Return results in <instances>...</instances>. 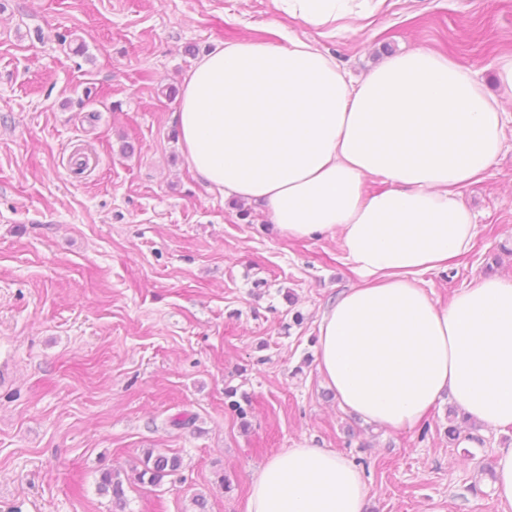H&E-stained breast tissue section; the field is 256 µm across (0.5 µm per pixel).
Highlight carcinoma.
<instances>
[{"instance_id": "obj_1", "label": "carcinoma", "mask_w": 512, "mask_h": 512, "mask_svg": "<svg viewBox=\"0 0 512 512\" xmlns=\"http://www.w3.org/2000/svg\"><path fill=\"white\" fill-rule=\"evenodd\" d=\"M181 467V459L177 455L169 456L165 453L154 452L148 449L138 463L130 466L123 474L110 469L100 474L99 488L104 493H112L113 507L117 512H123L125 507L124 484L131 486L149 485L160 487L166 477Z\"/></svg>"}]
</instances>
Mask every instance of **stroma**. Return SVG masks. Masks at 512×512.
<instances>
[{
    "label": "stroma",
    "instance_id": "stroma-1",
    "mask_svg": "<svg viewBox=\"0 0 512 512\" xmlns=\"http://www.w3.org/2000/svg\"><path fill=\"white\" fill-rule=\"evenodd\" d=\"M285 29L353 75L428 47L497 92L512 0H387L365 30L318 35L274 0H0V512H112L104 469L179 455L124 512H242L254 472L285 448L362 461L368 512H495L491 468L512 429L449 444L364 424L317 371L320 315L355 280L339 239H288L211 192L172 115L215 44ZM504 148L463 189L469 254L425 276L440 301L512 276V105ZM248 411L239 421L226 388ZM181 413L195 422L173 426ZM232 493H225L221 477Z\"/></svg>",
    "mask_w": 512,
    "mask_h": 512
}]
</instances>
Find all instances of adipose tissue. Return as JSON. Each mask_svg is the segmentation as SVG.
Listing matches in <instances>:
<instances>
[{
    "label": "adipose tissue",
    "mask_w": 512,
    "mask_h": 512,
    "mask_svg": "<svg viewBox=\"0 0 512 512\" xmlns=\"http://www.w3.org/2000/svg\"><path fill=\"white\" fill-rule=\"evenodd\" d=\"M386 0H276L322 36L363 29ZM498 94L425 47L356 78L316 43L217 44L186 74L173 114L190 168L215 193L263 208L275 233L339 238L358 284L321 314L318 371L342 408L394 431L449 395L470 421L512 427V277H479L448 302L422 277L470 249L462 189L504 144L512 56ZM384 189L366 192L368 178ZM344 456L286 448L254 475L243 512H366Z\"/></svg>",
    "instance_id": "adipose-tissue-1"
}]
</instances>
